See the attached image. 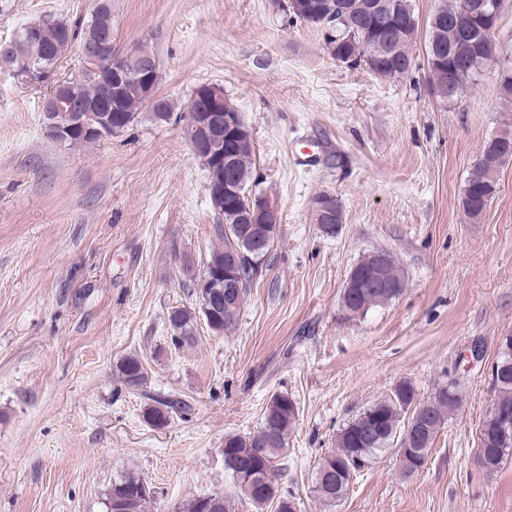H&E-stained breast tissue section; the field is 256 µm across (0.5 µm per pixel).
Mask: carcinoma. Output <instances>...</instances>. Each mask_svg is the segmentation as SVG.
<instances>
[{
  "mask_svg": "<svg viewBox=\"0 0 512 512\" xmlns=\"http://www.w3.org/2000/svg\"><path fill=\"white\" fill-rule=\"evenodd\" d=\"M294 19L317 25L314 15L335 12L341 23L338 36L326 38V49L338 62L352 65L366 64L381 79L405 76L412 67V48L417 43L420 24L412 0H291ZM112 0H103L102 10L92 14L83 23L64 18L48 17L29 22L20 28L10 41L0 43V69L17 70L21 63L34 66V78L41 75L55 78V84L44 82L47 90L56 91L66 86L68 97L80 104V115H101L100 67L81 62V69L68 77L57 76L58 63L69 49L83 44L100 47L102 61L111 59L112 49ZM425 51L430 62L431 89L440 101L448 102V80L455 79L467 87L481 70L476 60H492L493 37L487 36L475 43L456 25L454 19L438 10L427 20ZM152 92L137 78L130 77L121 90L122 106L131 126L138 115L145 111L154 120L166 122L173 114L172 101L164 96L158 102L151 100ZM496 138L484 142L467 177V184L485 196L497 192V181L492 173L497 166ZM229 142L224 136L212 141V151L198 155L208 172L207 192L213 195L231 174L215 160V155L226 149ZM256 151L252 137L238 142L233 155L237 182L249 186L255 169ZM247 199L235 207L224 206L214 210L217 224L214 236L221 245L206 256L203 267L210 277L209 299L195 300L192 306L174 308L168 315L170 340L174 347L191 346L197 340L196 329L204 321L214 334H232L239 323L245 296L227 291L224 284V260L236 256L243 265L254 266L262 257L249 251L243 242L248 225L239 223V214L246 209ZM391 283L389 288L342 289L341 307L347 315H362L369 310L387 305L398 298L407 286V279L400 263H389L383 273ZM500 356L492 369V381L497 395L479 430V449L486 458L484 470L497 471L512 454V429L504 430L503 415L512 419V336H504L500 343ZM120 380L130 391L144 387L147 372L140 359L128 356L118 368ZM461 401L458 383L454 379L438 385L425 400L416 398L409 383L397 385L390 395L373 402L357 415L336 438L337 450L323 457L314 474V492L319 500L332 505L342 500L350 489L357 472L374 456L392 448L405 458L403 470L411 475L422 468L433 449L441 428L456 411ZM188 404L183 400H158L146 409V421L159 425L167 422L169 414L184 411ZM414 409L415 439L402 441L400 422L409 409ZM298 407L286 394H275L267 403L258 430L245 436H224V468L238 488L242 498L262 512L275 505L274 512H294V503L278 493V481L287 470L288 436L298 418ZM153 491L148 482L134 472H127L112 481L106 490V512H116L112 505L123 512H150ZM235 501L220 492L199 496L185 505L181 512H234Z\"/></svg>",
  "mask_w": 512,
  "mask_h": 512,
  "instance_id": "carcinoma-1",
  "label": "carcinoma"
}]
</instances>
